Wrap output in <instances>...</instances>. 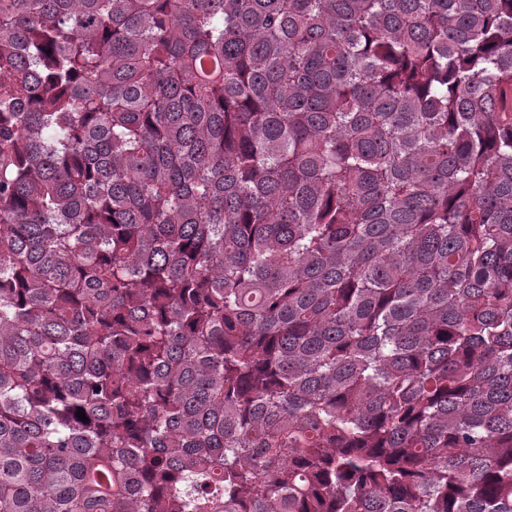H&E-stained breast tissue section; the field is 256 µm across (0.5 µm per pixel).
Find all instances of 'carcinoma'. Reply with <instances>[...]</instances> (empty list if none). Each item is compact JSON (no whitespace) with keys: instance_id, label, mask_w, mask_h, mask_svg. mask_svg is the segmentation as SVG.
<instances>
[{"instance_id":"obj_1","label":"carcinoma","mask_w":512,"mask_h":512,"mask_svg":"<svg viewBox=\"0 0 512 512\" xmlns=\"http://www.w3.org/2000/svg\"><path fill=\"white\" fill-rule=\"evenodd\" d=\"M0 512H512V0H0Z\"/></svg>"}]
</instances>
